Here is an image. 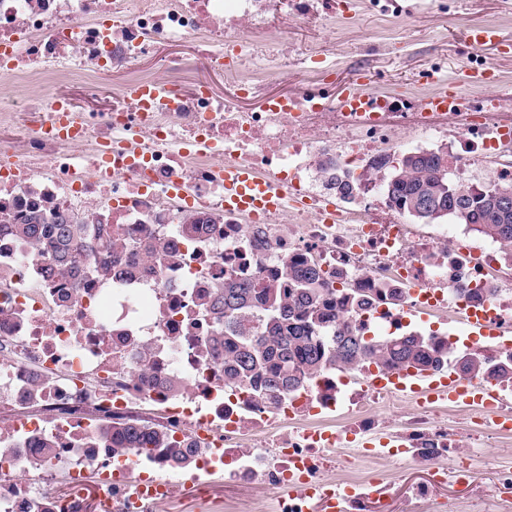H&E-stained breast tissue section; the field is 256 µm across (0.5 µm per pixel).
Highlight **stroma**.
<instances>
[{
	"mask_svg": "<svg viewBox=\"0 0 512 512\" xmlns=\"http://www.w3.org/2000/svg\"><path fill=\"white\" fill-rule=\"evenodd\" d=\"M474 25L512 39V0H334L319 21L292 17L287 27L271 29L270 49L287 54L288 71L269 78L263 92L292 94L299 62L312 49L319 53L323 75L310 90L332 100L360 69L367 72L365 91L393 101L420 100L431 89L426 73L433 69L452 78L463 68L483 67L495 83L512 88V55L492 45L470 46L464 33ZM429 479L424 469L386 468L378 512H396L410 488ZM495 487L512 499V486L502 485L498 472L488 468L480 469L471 485L439 484L433 493L439 499H476Z\"/></svg>",
	"mask_w": 512,
	"mask_h": 512,
	"instance_id": "35a3bbf8",
	"label": "stroma"
}]
</instances>
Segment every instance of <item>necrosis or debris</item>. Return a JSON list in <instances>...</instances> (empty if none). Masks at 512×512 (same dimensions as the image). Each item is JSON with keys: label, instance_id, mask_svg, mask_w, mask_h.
Segmentation results:
<instances>
[{"label": "necrosis or debris", "instance_id": "obj_1", "mask_svg": "<svg viewBox=\"0 0 512 512\" xmlns=\"http://www.w3.org/2000/svg\"><path fill=\"white\" fill-rule=\"evenodd\" d=\"M310 0H0V218L37 206L87 224H108L126 240L132 269L109 281L88 271L81 283L48 273V255L0 237V512H85L81 486L92 482L108 512H169L176 483L200 486L223 476L239 496H200V512H373L379 462L422 468L434 479L496 466L491 440L512 438L499 406L512 386L483 376L490 400L432 399L427 387L446 371H385L376 365L325 371L304 388L257 400L224 377V355H206L215 288L234 276L284 288L287 259H308L327 288L370 294L401 288L405 299L378 301L338 326L372 337L404 336L438 318L437 337L460 341L469 317L489 325L479 350L497 359L512 349V263L492 243L460 247L458 224L425 232L390 202L370 203L388 163L404 146L426 149L447 128L389 127L390 113L351 117L306 90L268 97L259 111L237 98L217 100L205 77L223 73L239 91L259 94L281 64L267 34L289 16L308 19ZM164 42L192 44L160 70L141 58ZM79 83L100 108L67 103L57 86ZM37 84L39 96L26 94ZM485 112L459 114L480 149L458 154L456 174L494 163L493 180H512V129ZM349 177L356 208L336 223L313 206L326 192L317 165ZM236 166L284 192L275 212L252 213L227 199L218 170ZM263 225L267 240L251 238ZM153 237L181 261L157 264L138 247ZM178 376L182 392L162 387ZM163 426L196 450L195 468L171 478L159 449L126 448L112 423ZM52 438L50 457L35 445ZM75 490L58 497L53 479ZM402 512H512L494 494L434 498L415 485Z\"/></svg>", "mask_w": 512, "mask_h": 512}]
</instances>
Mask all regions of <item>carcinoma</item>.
Segmentation results:
<instances>
[{
    "instance_id": "1",
    "label": "carcinoma",
    "mask_w": 512,
    "mask_h": 512,
    "mask_svg": "<svg viewBox=\"0 0 512 512\" xmlns=\"http://www.w3.org/2000/svg\"><path fill=\"white\" fill-rule=\"evenodd\" d=\"M499 183L462 185L448 173L437 155H409L398 162L385 189L392 190L401 214L431 222L451 218L470 226L479 235L512 244V209L495 199ZM0 234L24 240L52 251L50 269L61 270L79 283L98 249L115 251L123 239L112 226L88 225L66 215L51 218L33 208L8 224ZM288 292L279 288H254L246 281L226 279L210 302L215 319L213 333L205 344L224 349V376L247 386L265 399L286 394L314 373L357 364H375L388 370L420 373L450 362L464 375L480 374L488 359L478 353H458L434 336H373L342 334L337 320L366 303L353 288L332 295L321 287L315 264L304 260L283 263ZM112 435L133 448L166 449L179 466L188 464L189 449L174 444L166 431L127 422L112 424Z\"/></svg>"
}]
</instances>
